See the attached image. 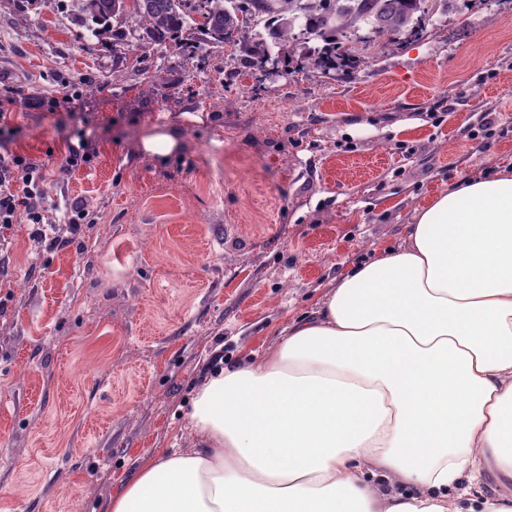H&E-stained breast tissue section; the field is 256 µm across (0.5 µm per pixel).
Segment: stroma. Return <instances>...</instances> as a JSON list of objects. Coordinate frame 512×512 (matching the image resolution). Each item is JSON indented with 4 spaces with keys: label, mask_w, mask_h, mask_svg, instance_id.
Returning a JSON list of instances; mask_svg holds the SVG:
<instances>
[{
    "label": "stroma",
    "mask_w": 512,
    "mask_h": 512,
    "mask_svg": "<svg viewBox=\"0 0 512 512\" xmlns=\"http://www.w3.org/2000/svg\"><path fill=\"white\" fill-rule=\"evenodd\" d=\"M352 51L349 74H255L209 46L116 60L57 0H0V156L45 164L67 241L20 223L0 242V512H107L144 460L192 448L216 367L274 347L460 177L512 167V0H453L423 38ZM164 125L181 148L161 162L141 142Z\"/></svg>",
    "instance_id": "1"
}]
</instances>
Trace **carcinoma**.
<instances>
[{"mask_svg":"<svg viewBox=\"0 0 512 512\" xmlns=\"http://www.w3.org/2000/svg\"><path fill=\"white\" fill-rule=\"evenodd\" d=\"M429 0H69L74 24L96 40L112 36V54L122 55L127 38L124 19L135 14L141 23L140 48L170 45L183 59L197 58L203 45L241 52L253 67L291 55L292 41H315L312 63L334 71L352 68L356 57L345 41L366 29L362 42L388 45L396 37H423L434 8ZM265 19L274 44L249 40L253 22Z\"/></svg>","mask_w":512,"mask_h":512,"instance_id":"obj_1","label":"carcinoma"}]
</instances>
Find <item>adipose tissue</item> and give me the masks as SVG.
Returning a JSON list of instances; mask_svg holds the SVG:
<instances>
[{
	"label": "adipose tissue",
	"instance_id": "ef3b65f1",
	"mask_svg": "<svg viewBox=\"0 0 512 512\" xmlns=\"http://www.w3.org/2000/svg\"><path fill=\"white\" fill-rule=\"evenodd\" d=\"M189 420L109 512H512V170L418 210Z\"/></svg>",
	"mask_w": 512,
	"mask_h": 512
}]
</instances>
